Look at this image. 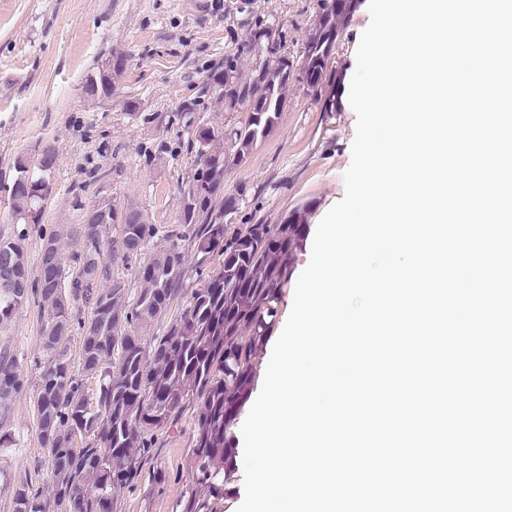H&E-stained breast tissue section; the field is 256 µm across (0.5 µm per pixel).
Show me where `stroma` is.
<instances>
[{
	"mask_svg": "<svg viewBox=\"0 0 512 512\" xmlns=\"http://www.w3.org/2000/svg\"><path fill=\"white\" fill-rule=\"evenodd\" d=\"M318 11V0H0V233L21 236L36 260L41 235L81 227L104 197L120 210L141 209L158 226L177 223L181 185L195 167L187 142L199 120H213L227 134L247 120L246 113L221 111L205 87L210 71L258 18L283 31L284 51L300 64ZM369 22L368 10L356 9L335 45L333 66L344 79L353 76ZM116 56L124 66L111 94H88L89 77ZM355 130L351 108L323 111L290 81L272 132L224 168V193L239 201L233 227L259 219L277 224L306 206L308 228L316 230L345 194ZM47 142L56 148L48 174L53 192L41 223L26 224L8 204L15 163L36 157ZM39 316L37 304L27 303L10 329L19 369L30 380L40 353ZM195 423L186 408L177 429L159 436L154 463L166 477L154 481V463L145 464L138 486L119 494L125 512H176L192 482ZM5 455L12 475H35L48 489L49 471L37 468L46 452L31 390L15 400L13 446Z\"/></svg>",
	"mask_w": 512,
	"mask_h": 512,
	"instance_id": "35a3bbf8",
	"label": "stroma"
}]
</instances>
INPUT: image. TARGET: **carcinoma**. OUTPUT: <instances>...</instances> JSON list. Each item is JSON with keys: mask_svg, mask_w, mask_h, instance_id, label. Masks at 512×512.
<instances>
[{"mask_svg": "<svg viewBox=\"0 0 512 512\" xmlns=\"http://www.w3.org/2000/svg\"><path fill=\"white\" fill-rule=\"evenodd\" d=\"M315 26L304 47L301 81L333 111L327 91L341 80L331 69L336 41L356 10V0H318ZM282 48L284 35L260 20L237 42L224 64L211 72L207 86L224 112L250 108L264 115L260 124L240 130L241 138L266 137L278 119L275 98L287 100L288 68L277 52L263 55L266 76L253 78L241 68L252 56L254 40L267 30ZM239 82L227 86L224 76ZM204 150L183 188L179 223L166 231V245L135 270L139 294L112 277V262L127 263L158 233L137 208L112 209V224H84L78 232L46 235L52 246L39 251L40 278L32 282L27 253L17 236L0 235V331L8 329L19 307L35 296L39 320V376L32 386L41 447L52 474V493L44 495L26 478L0 470V488L12 512H122L118 492L139 483L155 438L178 426L183 409L196 407V444L188 469L192 485L181 512H224L231 494L236 452L233 422L249 399L264 346L291 280L295 257L303 249L308 209L297 208L278 224H244L231 232L226 210L238 201L214 199L224 185V136L206 124ZM15 218L40 210L41 198L19 178L9 188ZM123 229L112 235L110 226ZM196 257L202 288L185 287V249ZM216 267H210L212 260ZM87 267L94 277L73 286L74 302L62 305L55 284L72 267ZM189 295L180 316L161 336L145 339L166 318L175 299ZM95 311L82 329L79 366L71 362V328L80 305ZM97 379L98 389L88 385ZM26 386L9 337L0 336V448L11 442L14 399Z\"/></svg>", "mask_w": 512, "mask_h": 512, "instance_id": "1", "label": "carcinoma"}]
</instances>
